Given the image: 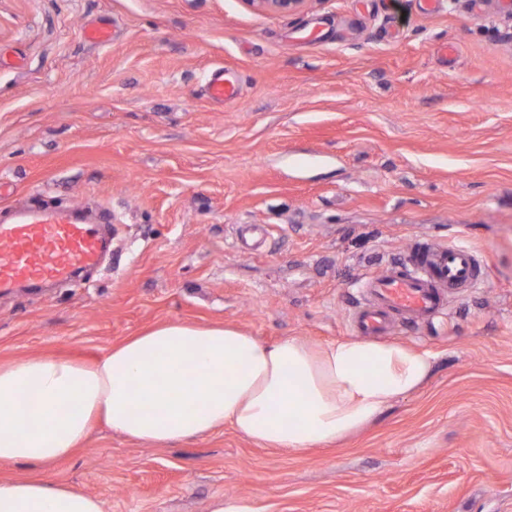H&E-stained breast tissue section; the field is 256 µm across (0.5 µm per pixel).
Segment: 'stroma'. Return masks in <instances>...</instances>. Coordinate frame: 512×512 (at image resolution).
<instances>
[{
	"instance_id": "stroma-1",
	"label": "stroma",
	"mask_w": 512,
	"mask_h": 512,
	"mask_svg": "<svg viewBox=\"0 0 512 512\" xmlns=\"http://www.w3.org/2000/svg\"><path fill=\"white\" fill-rule=\"evenodd\" d=\"M99 23L109 43L84 39ZM0 53L20 61L0 67V207L113 215L85 281L0 294V364L91 363L170 322L324 344L416 244L488 266L396 331L432 354L424 384L336 444L286 453L227 426L153 446L100 423L0 482L104 512H512V0H0ZM219 66L243 85L224 106L204 96ZM254 10L277 14L295 13L303 10L308 0H244Z\"/></svg>"
}]
</instances>
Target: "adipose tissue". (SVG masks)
I'll use <instances>...</instances> for the list:
<instances>
[{
    "label": "adipose tissue",
    "instance_id": "1",
    "mask_svg": "<svg viewBox=\"0 0 512 512\" xmlns=\"http://www.w3.org/2000/svg\"><path fill=\"white\" fill-rule=\"evenodd\" d=\"M431 368L429 353L398 342L264 343L233 325L165 323L91 364L35 356L0 365V463L67 458L100 419L148 444L229 425L261 446L302 452L359 431L420 388ZM0 512H102V504L24 478L0 484Z\"/></svg>",
    "mask_w": 512,
    "mask_h": 512
}]
</instances>
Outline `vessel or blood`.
I'll return each instance as SVG.
<instances>
[{"label":"vessel or blood","mask_w":512,"mask_h":512,"mask_svg":"<svg viewBox=\"0 0 512 512\" xmlns=\"http://www.w3.org/2000/svg\"><path fill=\"white\" fill-rule=\"evenodd\" d=\"M206 93L218 105L233 102L240 83L231 71L214 69ZM105 250L98 224L80 209L26 207L0 218V293L77 276L97 266ZM484 271L472 249L462 245L414 247L361 282L363 302L349 315L360 336L379 337L403 325H420L445 315L453 292L471 288Z\"/></svg>","instance_id":"1"}]
</instances>
